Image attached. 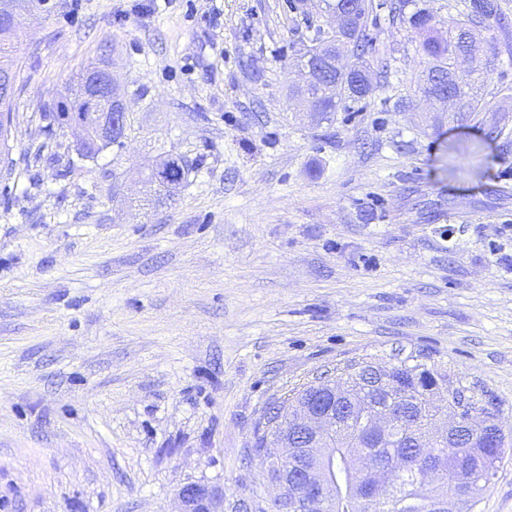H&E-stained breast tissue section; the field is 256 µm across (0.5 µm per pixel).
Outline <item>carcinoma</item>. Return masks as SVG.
Wrapping results in <instances>:
<instances>
[{
	"label": "carcinoma",
	"mask_w": 512,
	"mask_h": 512,
	"mask_svg": "<svg viewBox=\"0 0 512 512\" xmlns=\"http://www.w3.org/2000/svg\"><path fill=\"white\" fill-rule=\"evenodd\" d=\"M373 0H351V9L346 21L337 28L318 31L311 45L297 59L300 70L314 64L323 53L331 49L347 51L353 62L345 73L336 78L333 95H328L315 80L305 77L290 88V94L310 97L317 103L318 122H333L336 112L351 104L369 98L384 77L385 71L369 57L372 45L368 39L367 23L373 12ZM494 20L504 25L497 0H471L467 11L446 21V36H437L439 21L425 9L411 14L407 23L419 35L418 52L424 59V68L418 90L432 81L448 83L451 96L455 97L454 112L463 118L477 120L486 105L481 93L482 75L498 66V55H479L470 51L467 41L476 40V32ZM17 32L0 35V65L15 69L14 39ZM102 64L84 69L74 79L70 95L57 101L44 113V119L53 123L69 122L93 110L107 112L108 102L89 107L85 100V86ZM474 75L471 83L463 82L459 73ZM15 93L0 92V146H8L11 136V104ZM192 165L182 155L168 154L148 168L147 178L160 179V190L169 194L180 186ZM388 376L398 391L387 393L373 388L379 367L368 361L351 362L336 368V383L342 388L344 400L355 408V413L336 421V433L324 450L316 455L302 456L283 464L273 449L264 447L267 428L259 427L254 433L250 455L265 465L266 475L275 478L281 472L298 463L322 467L330 471L336 481L335 495L329 512H358L357 497L367 491L373 483L381 480L390 486L389 497L380 503L377 512H448V494H454L463 502L474 500L479 492L496 475L504 459L503 448L507 437L495 424V415L482 409L478 425L462 431L460 447L464 448L467 482L455 484V475L448 473V466H457L453 449L436 445L422 448L420 443L433 439L437 409L431 405L429 395L448 385V374L424 362L410 363L401 360L388 366ZM389 408L392 420L383 439L372 433L371 420L379 411ZM363 455L370 459L374 473H361L351 467V458ZM433 468L441 469V475L433 484L424 483L418 470V457Z\"/></svg>",
	"instance_id": "obj_1"
}]
</instances>
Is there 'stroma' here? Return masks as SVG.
<instances>
[{
  "label": "stroma",
  "mask_w": 512,
  "mask_h": 512,
  "mask_svg": "<svg viewBox=\"0 0 512 512\" xmlns=\"http://www.w3.org/2000/svg\"><path fill=\"white\" fill-rule=\"evenodd\" d=\"M487 112L434 124L405 20L370 16L386 82L317 123L288 96L317 0H43L20 16L0 156V512H178L265 494L264 412L348 360L418 356L512 436V0ZM108 62L123 147L68 166L42 112ZM194 167L157 196L159 153ZM512 512V450L472 509ZM17 93V88L11 93L0 92V143H1V155L2 147L5 149L4 152L9 151L8 140L11 136V104ZM181 502L180 512H231L232 500L223 492L214 491L205 485L187 484L178 493Z\"/></svg>",
  "instance_id": "obj_1"
}]
</instances>
